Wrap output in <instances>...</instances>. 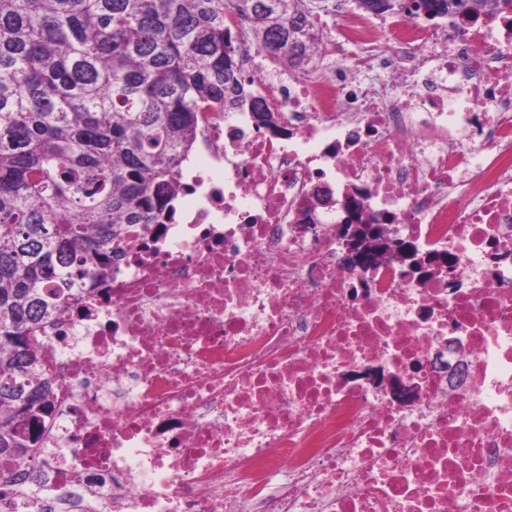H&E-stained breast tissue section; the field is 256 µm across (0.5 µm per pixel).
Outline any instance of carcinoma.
Wrapping results in <instances>:
<instances>
[{"instance_id":"carcinoma-1","label":"carcinoma","mask_w":512,"mask_h":512,"mask_svg":"<svg viewBox=\"0 0 512 512\" xmlns=\"http://www.w3.org/2000/svg\"><path fill=\"white\" fill-rule=\"evenodd\" d=\"M354 2L428 17L512 4ZM314 41L303 0H0V469L37 462L53 385L38 332L131 227L172 220L202 114L246 98L243 47L300 69Z\"/></svg>"}]
</instances>
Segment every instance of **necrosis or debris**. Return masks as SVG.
<instances>
[{
	"instance_id": "obj_1",
	"label": "necrosis or debris",
	"mask_w": 512,
	"mask_h": 512,
	"mask_svg": "<svg viewBox=\"0 0 512 512\" xmlns=\"http://www.w3.org/2000/svg\"><path fill=\"white\" fill-rule=\"evenodd\" d=\"M325 16L40 331L55 512H512V13ZM338 235L345 241L346 248L360 259L365 258L368 248V240L372 232L366 229V225L343 224L338 227Z\"/></svg>"
}]
</instances>
